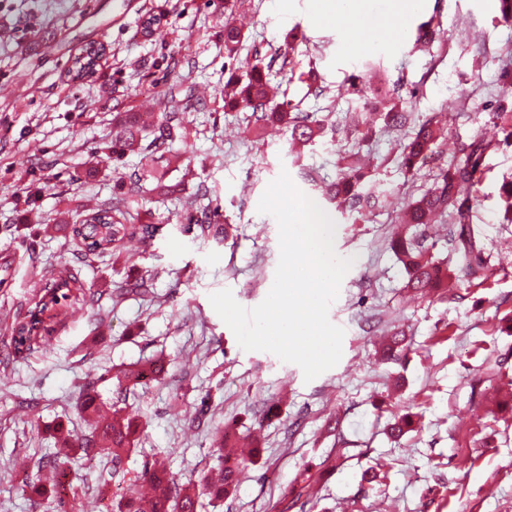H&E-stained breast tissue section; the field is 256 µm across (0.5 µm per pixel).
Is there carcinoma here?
Segmentation results:
<instances>
[{"label":"carcinoma","instance_id":"obj_1","mask_svg":"<svg viewBox=\"0 0 512 512\" xmlns=\"http://www.w3.org/2000/svg\"><path fill=\"white\" fill-rule=\"evenodd\" d=\"M238 0H224V55L230 61L224 69L228 82L235 85V93L224 101V109L251 111L252 124L256 128L273 124L288 132V138L306 145H315L324 136V124L316 121L307 112H299L278 103L266 70L272 63H264V58L255 55L254 61H241L240 50L245 38L242 28L234 21ZM107 45L103 42L87 44L82 52L74 57L69 69L72 79L83 81L96 71L100 60L106 54ZM166 105L149 124L136 112H120L117 121L122 128L121 138L112 143V158L124 154L140 153L144 166L153 173L156 186L165 187L164 171L153 166L155 155L167 152L169 142L187 137L186 112L194 92L181 93L170 87L164 94ZM377 115L385 129H401L412 117L406 111L404 101L393 92L381 99ZM492 118L499 122L503 139L500 146L512 147V113L495 112ZM150 133L153 139L142 145L143 134ZM448 138V128L432 116L418 125L412 138L403 147L402 166L410 174H415L426 165L439 143ZM490 144L480 135L458 146V159L434 175L430 188L407 206V231L394 241V249L406 268L407 287L420 293L432 288L448 292V280L457 279L455 269L435 260L425 246L429 219L437 217L451 224L448 244L450 254L457 257L460 268L472 274L483 264L481 249L468 232L471 198L467 190L479 179L484 157ZM357 154L341 157L340 173L336 181L326 190L323 199L329 203L342 205L346 210L362 216L382 206L383 193L377 190H364L365 173L356 160ZM184 231L201 239H216L219 235H229V227L211 223L206 213L186 217ZM164 225L144 218L143 213L132 209L127 198L116 196L112 200L88 210L85 219L72 225L71 237L83 245L82 255L96 256L108 250L119 248L130 241L147 244L155 240L163 231ZM42 296L30 308L28 314L15 319L10 327V346L14 355L22 357L35 349L41 341L55 331L53 318H44L46 311L58 307V314L72 316L80 308L71 304V293L76 291L82 297L83 307L93 309L99 304L102 293L90 285L84 286L77 274L69 267L52 269L41 276L39 281ZM141 370L122 371L116 375V396L104 401L88 383L79 402L81 414L87 417L89 430L83 435L76 451L86 457L106 455L117 467L140 443L142 423L139 415L128 410L127 394L137 385ZM236 439L230 432L221 429L216 435L214 447L224 457V467L205 473L187 484L178 479L163 465L147 462L138 479L147 484L149 492L143 496H123L112 501V512H197L202 499L222 500L236 491L239 477L246 466L253 463L234 452Z\"/></svg>","mask_w":512,"mask_h":512}]
</instances>
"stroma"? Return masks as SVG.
Wrapping results in <instances>:
<instances>
[{"label":"stroma","instance_id":"1","mask_svg":"<svg viewBox=\"0 0 512 512\" xmlns=\"http://www.w3.org/2000/svg\"><path fill=\"white\" fill-rule=\"evenodd\" d=\"M366 6L375 26L359 37L345 22H321L312 0L242 8V57L281 49L271 82L314 119L366 114L373 90L395 88L416 119L436 114L449 125L450 144L414 176L401 163L411 129L377 131L363 146L367 182L389 203L335 216V252L352 262L328 310L344 331L342 355L308 382L297 364L242 349L210 296L228 289L245 308L263 302L280 248L278 223L259 201L284 172L319 197L352 148L344 132L296 159L285 132L255 130L249 111L225 112L224 10L209 0H0V326L35 301L36 275L61 265L104 293L25 357L0 333V512H55L28 478L61 448L57 426L85 434L83 385L112 399L114 374L152 358L164 371L129 398L145 432L124 459V480H113L109 458L66 459L72 512H105L157 457L184 481L217 469L213 429L224 424L257 436L262 451L236 493L203 512H282L292 500L304 512H512V408L498 399L512 383V224L498 221L512 149L491 148L471 190L485 266L462 299L406 289L391 242L402 208L453 160L456 143L500 139L488 112L512 110V57L500 53L512 20L499 0H420L398 24L391 0ZM149 16L160 22L152 36L142 29ZM425 23L436 35L420 43ZM94 41L109 46L95 77L72 82L73 57ZM173 85L204 98L171 147L172 192L161 196L151 177L133 180L138 155L113 160L112 121L146 111ZM115 195L165 224L163 237L134 245L118 267L108 256L79 258L69 234L77 206ZM196 199L215 223L231 224L228 239L181 231ZM147 275L149 293L128 292ZM400 330L405 351L381 359V344ZM399 415L414 426L396 440L387 426Z\"/></svg>","mask_w":512,"mask_h":512}]
</instances>
